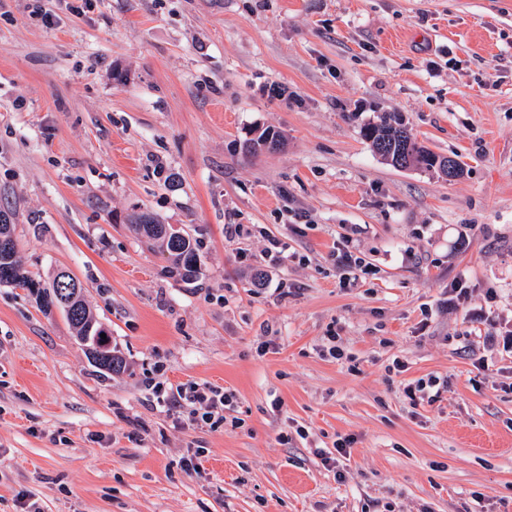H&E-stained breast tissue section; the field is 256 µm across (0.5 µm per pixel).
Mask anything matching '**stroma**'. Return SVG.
I'll list each match as a JSON object with an SVG mask.
<instances>
[{
    "mask_svg": "<svg viewBox=\"0 0 512 512\" xmlns=\"http://www.w3.org/2000/svg\"><path fill=\"white\" fill-rule=\"evenodd\" d=\"M76 4L0 0V210L127 368L0 286V512H512V352L483 341L512 330V0ZM387 113L463 177L376 155ZM267 127L283 149L242 153ZM140 212L198 240L197 280ZM158 382L236 398L190 426Z\"/></svg>",
    "mask_w": 512,
    "mask_h": 512,
    "instance_id": "35a3bbf8",
    "label": "stroma"
}]
</instances>
